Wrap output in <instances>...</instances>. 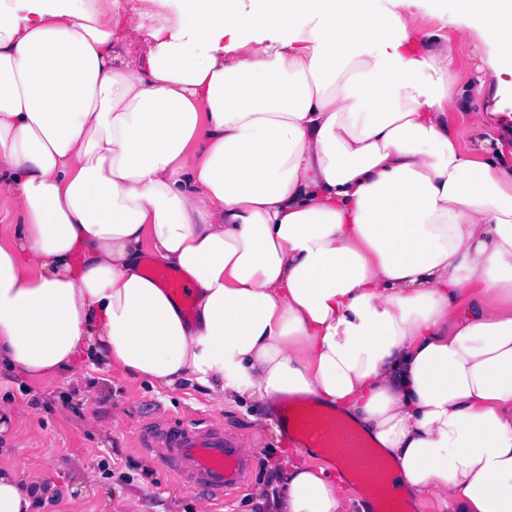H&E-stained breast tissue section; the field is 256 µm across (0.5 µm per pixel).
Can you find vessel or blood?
I'll list each match as a JSON object with an SVG mask.
<instances>
[{
    "label": "vessel or blood",
    "instance_id": "vessel-or-blood-1",
    "mask_svg": "<svg viewBox=\"0 0 512 512\" xmlns=\"http://www.w3.org/2000/svg\"><path fill=\"white\" fill-rule=\"evenodd\" d=\"M153 278L173 296L186 300L190 286L176 271L155 266ZM286 437L322 449L348 474L369 503L368 512H412L389 483L386 455L336 411L300 401L286 402L279 416ZM140 447L150 457L164 456L169 472L203 491L216 504L233 498L248 481L251 461L239 438L198 419L177 427L156 420L141 427Z\"/></svg>",
    "mask_w": 512,
    "mask_h": 512
}]
</instances>
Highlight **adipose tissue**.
<instances>
[{"mask_svg":"<svg viewBox=\"0 0 512 512\" xmlns=\"http://www.w3.org/2000/svg\"><path fill=\"white\" fill-rule=\"evenodd\" d=\"M0 0V362L89 352L219 404L304 395L448 512H512V141L392 0H180L118 51L87 0ZM512 75V0H442ZM465 113L475 141L448 122ZM181 273L195 314L143 271ZM49 491L0 470V512ZM267 512H358L283 460Z\"/></svg>","mask_w":512,"mask_h":512,"instance_id":"adipose-tissue-1","label":"adipose tissue"}]
</instances>
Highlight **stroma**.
Instances as JSON below:
<instances>
[{
  "mask_svg": "<svg viewBox=\"0 0 512 512\" xmlns=\"http://www.w3.org/2000/svg\"><path fill=\"white\" fill-rule=\"evenodd\" d=\"M111 6L122 19L118 41L132 53L145 51L147 29L139 28L146 13L154 23L173 19L177 0H90ZM224 430L236 433L252 461L248 488L230 507L200 508L204 496L174 481L156 458L138 447L136 429L144 421L165 417L186 422L197 413ZM0 413L10 417L0 431V468L52 488L42 512H255L256 501L273 481L272 462L293 454L295 444L258 425L260 411L250 401L224 408L193 383L171 390L116 370L103 369L88 358L73 372L30 380L0 371ZM93 472L82 482L79 472Z\"/></svg>",
  "mask_w": 512,
  "mask_h": 512,
  "instance_id": "35a3bbf8",
  "label": "stroma"
}]
</instances>
